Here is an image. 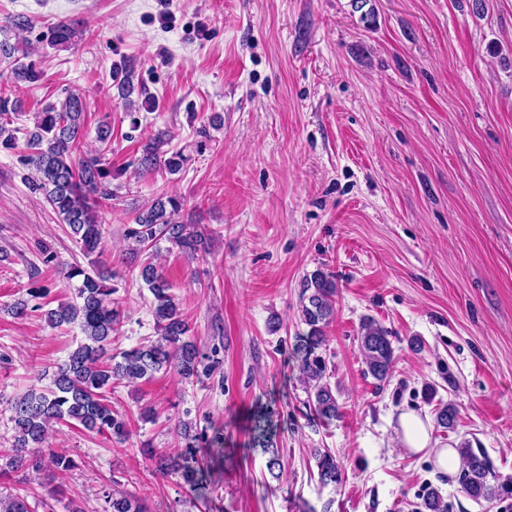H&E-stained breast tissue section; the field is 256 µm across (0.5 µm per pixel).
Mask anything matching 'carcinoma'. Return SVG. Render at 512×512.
I'll list each match as a JSON object with an SVG mask.
<instances>
[{"mask_svg":"<svg viewBox=\"0 0 512 512\" xmlns=\"http://www.w3.org/2000/svg\"><path fill=\"white\" fill-rule=\"evenodd\" d=\"M31 22L23 16L13 17L0 24V64H7L11 74L20 81L35 83L41 72L35 63L24 62L28 55L19 53L6 34L12 29L24 30ZM76 34L73 24L60 21L46 34L53 46L68 43ZM19 110L16 101L0 90V151L16 152L18 165L31 171L26 177L30 192L42 195L61 223L67 225L70 236L80 244L85 255L96 252L102 239L101 209L114 197L112 166L106 157L97 153H80L85 135L84 105L78 92L67 93L61 105L49 104L35 113L33 128L14 126ZM24 133L25 149L18 150V133ZM167 132L159 131L147 138L138 159V170L148 174L161 167L169 173L179 172L187 157L181 151L166 149ZM185 201L177 195L159 196L147 208L138 212L126 238L132 241V260L140 253L165 241L168 250H176L191 258L209 253L211 234L205 227L180 220ZM139 277L152 295L150 305L157 337L117 354H107L112 336L122 322L121 312L113 294L112 272L95 261L88 266L75 265L66 278L76 281V301L58 304L44 313L48 325H79L84 341L71 350L61 363L49 385L31 388L12 403L11 421L14 442L9 453L0 455V478H9L21 470L39 471L50 468L63 471L70 461L63 452H48L44 441L54 424L73 421L88 432H107L118 441L128 435L126 420L112 411L110 394L121 383L149 379L161 370L175 369L185 378L199 376L203 353L189 338V325L181 305L171 292L172 284L152 261L138 263ZM337 285L334 277L320 269L305 278L300 293L301 321L308 327L299 339L294 353L298 368L307 387L313 413L322 420L339 415L336 395L327 381V364L318 349L325 344L324 329L336 316ZM359 347L366 373L384 385L391 378L396 356L389 331L371 317L364 318L359 327ZM457 411L446 404L436 412V423L443 429L454 427ZM184 437L189 440L186 451L175 456L147 448L144 453L156 460L162 471L172 472L191 487L198 484L196 443L206 442L210 451L222 450L224 440L212 439L192 432L185 424ZM461 467L457 482L472 500L492 501L509 492L500 481L493 463L481 448L465 440L458 446ZM313 458L318 480L322 485L341 481V466L331 450L314 449ZM104 512H145L135 498L117 490L105 495ZM418 512H449L448 502L437 488L430 485L423 492ZM0 512H54L51 503L42 500L31 505L25 496L0 498Z\"/></svg>","mask_w":512,"mask_h":512,"instance_id":"obj_1","label":"carcinoma"}]
</instances>
